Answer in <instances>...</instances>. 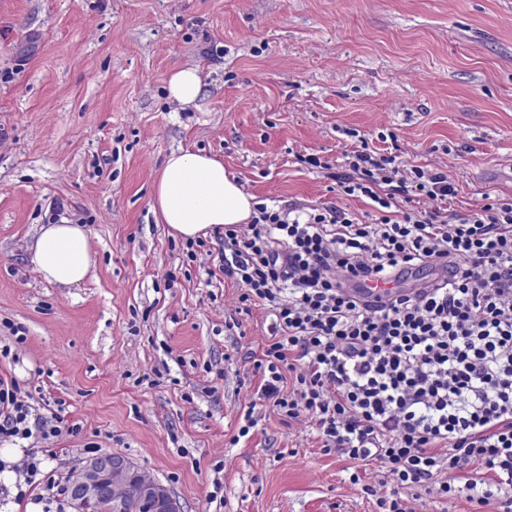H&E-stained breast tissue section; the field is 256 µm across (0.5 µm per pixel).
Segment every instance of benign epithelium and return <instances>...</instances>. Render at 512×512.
Segmentation results:
<instances>
[{
	"instance_id": "obj_1",
	"label": "benign epithelium",
	"mask_w": 512,
	"mask_h": 512,
	"mask_svg": "<svg viewBox=\"0 0 512 512\" xmlns=\"http://www.w3.org/2000/svg\"><path fill=\"white\" fill-rule=\"evenodd\" d=\"M141 476L142 472L121 453L104 452L83 460L70 486L77 512H86L88 506L97 512H115L122 502L139 499L153 503L157 512H181L166 486Z\"/></svg>"
}]
</instances>
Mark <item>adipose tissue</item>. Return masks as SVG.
I'll use <instances>...</instances> for the list:
<instances>
[{
  "label": "adipose tissue",
  "instance_id": "obj_1",
  "mask_svg": "<svg viewBox=\"0 0 512 512\" xmlns=\"http://www.w3.org/2000/svg\"><path fill=\"white\" fill-rule=\"evenodd\" d=\"M153 207L171 236L194 240L248 221L254 198L228 176L220 161L176 150L166 157L154 184ZM30 250L43 280L60 287L81 283L95 264L87 230L65 219L41 225Z\"/></svg>",
  "mask_w": 512,
  "mask_h": 512
}]
</instances>
